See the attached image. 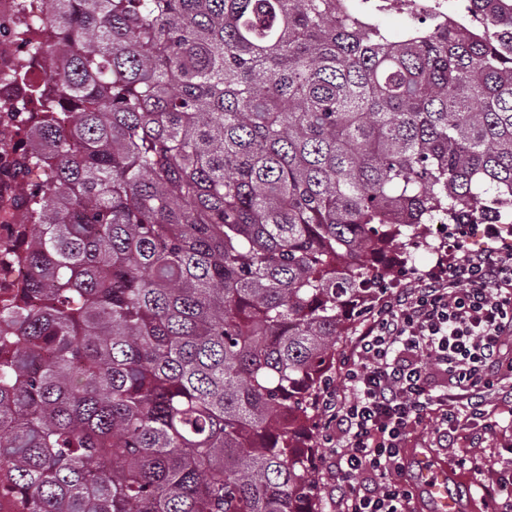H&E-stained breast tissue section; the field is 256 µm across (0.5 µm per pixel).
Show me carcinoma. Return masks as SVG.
<instances>
[{
    "instance_id": "1",
    "label": "carcinoma",
    "mask_w": 512,
    "mask_h": 512,
    "mask_svg": "<svg viewBox=\"0 0 512 512\" xmlns=\"http://www.w3.org/2000/svg\"><path fill=\"white\" fill-rule=\"evenodd\" d=\"M55 4L46 11L45 3ZM66 50L0 303L20 512H322L339 338L438 212L512 203V6L19 0ZM388 3V8H401L407 10L411 15H425L429 12H440L444 15H452L455 9L451 8V1L454 0H371ZM406 12L390 11L385 13L381 20L384 26L392 33L398 32L409 21Z\"/></svg>"
}]
</instances>
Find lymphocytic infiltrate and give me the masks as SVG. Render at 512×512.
<instances>
[{"instance_id": "f902f5d3", "label": "lymphocytic infiltrate", "mask_w": 512, "mask_h": 512, "mask_svg": "<svg viewBox=\"0 0 512 512\" xmlns=\"http://www.w3.org/2000/svg\"><path fill=\"white\" fill-rule=\"evenodd\" d=\"M463 235L441 239L435 264L370 312L341 390L321 394L338 512H412L409 437L434 421L467 466L461 424L485 417L486 393L512 379V251L469 250Z\"/></svg>"}]
</instances>
